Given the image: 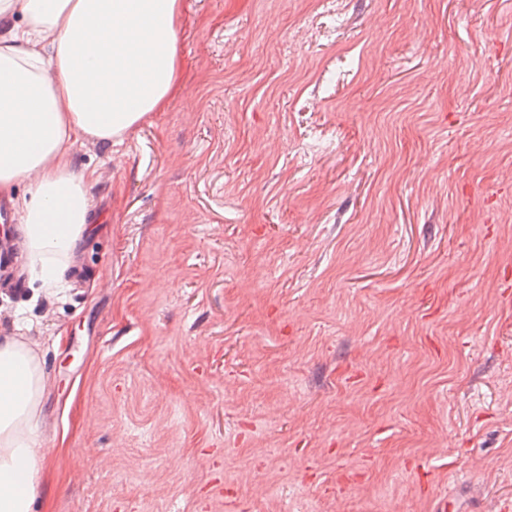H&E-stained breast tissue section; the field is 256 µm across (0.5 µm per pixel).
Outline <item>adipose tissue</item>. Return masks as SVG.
I'll use <instances>...</instances> for the list:
<instances>
[{"label": "adipose tissue", "instance_id": "1", "mask_svg": "<svg viewBox=\"0 0 512 512\" xmlns=\"http://www.w3.org/2000/svg\"><path fill=\"white\" fill-rule=\"evenodd\" d=\"M182 0H0V194L17 198L30 282L63 284L91 202L73 170L78 139L121 137L180 89ZM44 372L0 335V512L48 495L38 434Z\"/></svg>", "mask_w": 512, "mask_h": 512}]
</instances>
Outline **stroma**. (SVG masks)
Returning <instances> with one entry per match:
<instances>
[{"label": "stroma", "instance_id": "obj_1", "mask_svg": "<svg viewBox=\"0 0 512 512\" xmlns=\"http://www.w3.org/2000/svg\"><path fill=\"white\" fill-rule=\"evenodd\" d=\"M182 92L78 140L37 341L51 512L512 500V0H183Z\"/></svg>", "mask_w": 512, "mask_h": 512}]
</instances>
